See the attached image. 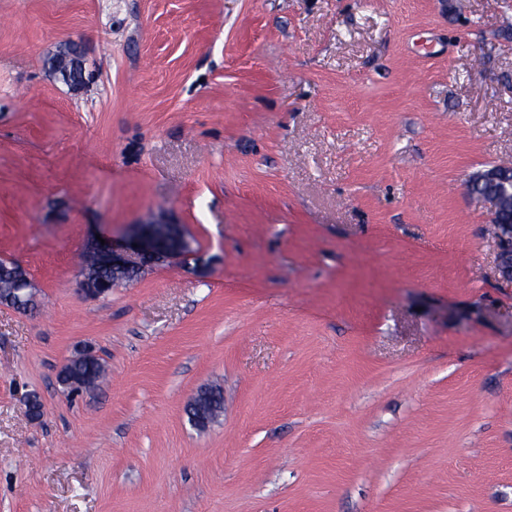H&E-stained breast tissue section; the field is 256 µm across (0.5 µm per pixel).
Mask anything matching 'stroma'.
Here are the masks:
<instances>
[{"label":"stroma","instance_id":"obj_1","mask_svg":"<svg viewBox=\"0 0 512 512\" xmlns=\"http://www.w3.org/2000/svg\"><path fill=\"white\" fill-rule=\"evenodd\" d=\"M504 160L512 0H0V260L35 292L0 303V512H512V285L465 187ZM158 212L197 259L85 297L82 253ZM82 51L80 46L70 40L59 43L56 49L47 56L51 65L50 73L58 75L60 73H68L66 66L69 63L79 67L81 64Z\"/></svg>","mask_w":512,"mask_h":512}]
</instances>
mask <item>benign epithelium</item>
Here are the masks:
<instances>
[{"label":"benign epithelium","mask_w":512,"mask_h":512,"mask_svg":"<svg viewBox=\"0 0 512 512\" xmlns=\"http://www.w3.org/2000/svg\"><path fill=\"white\" fill-rule=\"evenodd\" d=\"M80 46L70 40L59 43L47 56L51 65L50 73H68L70 63L81 64ZM509 173L497 165L471 174L466 181L467 190L483 189L479 202L488 207L491 215L493 235L497 243L496 271L501 280L512 283V223L497 219L506 209V202L512 203V183L507 185ZM190 240L181 224L167 218H157L131 226L122 244H98L94 248L96 269L110 268L116 274L139 273L145 266L172 259H185L193 255L189 250ZM81 291L98 298L112 290L115 283L102 284L95 269H83L79 281Z\"/></svg>","instance_id":"7a95c632"}]
</instances>
